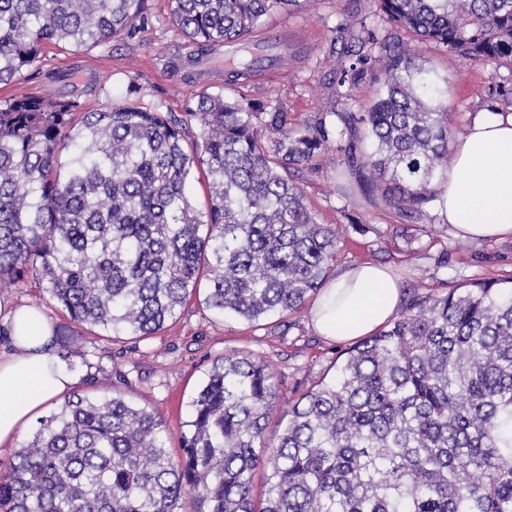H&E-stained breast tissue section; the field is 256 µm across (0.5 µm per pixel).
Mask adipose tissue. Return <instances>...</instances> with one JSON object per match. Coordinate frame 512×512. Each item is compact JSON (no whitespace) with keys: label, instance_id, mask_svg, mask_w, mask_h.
I'll return each mask as SVG.
<instances>
[{"label":"adipose tissue","instance_id":"obj_1","mask_svg":"<svg viewBox=\"0 0 512 512\" xmlns=\"http://www.w3.org/2000/svg\"><path fill=\"white\" fill-rule=\"evenodd\" d=\"M450 148L454 165L439 196L444 223L463 239L512 241V114L478 113ZM401 297L386 268L352 266L324 286L311 320L323 336L354 341L386 324ZM9 319L11 350L0 354V451L14 447L37 413L77 382L53 352L54 327L36 306H17Z\"/></svg>","mask_w":512,"mask_h":512}]
</instances>
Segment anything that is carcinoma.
Wrapping results in <instances>:
<instances>
[{
    "label": "carcinoma",
    "mask_w": 512,
    "mask_h": 512,
    "mask_svg": "<svg viewBox=\"0 0 512 512\" xmlns=\"http://www.w3.org/2000/svg\"><path fill=\"white\" fill-rule=\"evenodd\" d=\"M294 2L171 0V16L203 55L233 46L235 83L261 67L253 34L270 5ZM373 4L334 69L345 107L302 130L280 108L220 94L185 119L110 103L76 122L74 101L0 102V283L29 277L74 325L112 336L153 335L204 278V303L223 314L298 312L329 278L338 227L317 222L290 171L333 140L365 194L434 222L455 105L400 31L512 71V0ZM149 18L148 0H0V84L47 44L133 38ZM367 81L383 94L359 112L353 91ZM366 138L375 149L361 155ZM200 174L203 210L189 192ZM277 402L268 365L224 355L175 458L154 412L74 394L0 468V512H178L187 495L193 512H512V287L413 297L270 437Z\"/></svg>",
    "instance_id": "1"
}]
</instances>
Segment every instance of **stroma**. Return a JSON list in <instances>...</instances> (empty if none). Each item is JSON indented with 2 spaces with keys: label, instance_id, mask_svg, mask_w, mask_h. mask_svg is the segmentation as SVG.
Returning <instances> with one entry per match:
<instances>
[{
  "label": "stroma",
  "instance_id": "1",
  "mask_svg": "<svg viewBox=\"0 0 512 512\" xmlns=\"http://www.w3.org/2000/svg\"><path fill=\"white\" fill-rule=\"evenodd\" d=\"M365 0H294L266 17L265 32H284L287 46L276 69L238 85L213 75L192 76L189 58L196 47L170 19V0H150L151 16L132 39L116 38L79 51L56 48L10 83L0 85V101L20 96L78 98L84 110L128 102L150 112L185 116L200 95L246 97L287 110L292 123L305 125L341 109L344 100L333 81L331 42L338 25L350 26ZM412 53L431 68L455 108L448 114L454 133H462L477 112L491 108L512 113V100L497 95L496 85H512V72H492L478 60H460L431 44L410 42ZM298 181L318 223L339 227L335 270L372 261L389 266L405 297L445 296L449 289L483 281L512 279V242L473 241L454 236L441 222L407 223L379 199L364 195L337 143H330ZM358 217L362 229L344 223ZM206 288H197L165 328L147 336L119 340L70 322L49 298L38 297L23 280L0 291V350L9 348L7 314L13 307L37 304L75 349L71 370L75 392L91 397L118 394L158 414L166 445L179 451L190 402L213 364L229 353L267 364L279 384L280 409L321 383L332 382L350 349L319 335L308 310L249 322L206 307Z\"/></svg>",
  "mask_w": 512,
  "mask_h": 512
}]
</instances>
